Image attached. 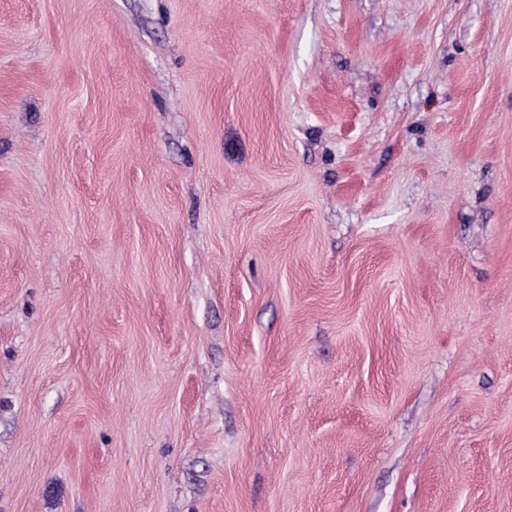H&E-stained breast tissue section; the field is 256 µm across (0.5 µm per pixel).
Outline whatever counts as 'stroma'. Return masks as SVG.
Returning <instances> with one entry per match:
<instances>
[{
	"label": "stroma",
	"mask_w": 512,
	"mask_h": 512,
	"mask_svg": "<svg viewBox=\"0 0 512 512\" xmlns=\"http://www.w3.org/2000/svg\"><path fill=\"white\" fill-rule=\"evenodd\" d=\"M0 512H512V0H0Z\"/></svg>",
	"instance_id": "stroma-1"
}]
</instances>
